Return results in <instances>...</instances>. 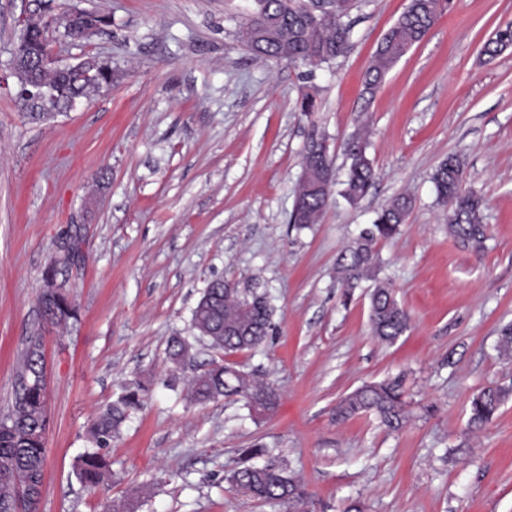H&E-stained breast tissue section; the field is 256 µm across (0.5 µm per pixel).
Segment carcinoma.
Returning a JSON list of instances; mask_svg holds the SVG:
<instances>
[{
    "instance_id": "cac0c4a2",
    "label": "carcinoma",
    "mask_w": 512,
    "mask_h": 512,
    "mask_svg": "<svg viewBox=\"0 0 512 512\" xmlns=\"http://www.w3.org/2000/svg\"><path fill=\"white\" fill-rule=\"evenodd\" d=\"M256 7L242 19L238 29L240 42L252 53L266 59L288 60L320 66L345 55L351 49L349 16L353 0L331 15H322L308 0H255ZM452 0H408V4L377 46L364 75V93L374 95L395 64L419 44L433 26L450 10ZM512 46V26L500 29L482 48L494 57ZM70 94L88 97L104 87L105 75L97 80L64 77ZM367 143L360 137L350 141L346 153L350 165L342 182L340 195L351 205L360 202L374 184V168L366 154ZM304 179L300 182L290 223L300 228L316 224L330 203L335 183L327 148L318 142L303 159ZM465 164L450 155L437 166L432 180L437 199L448 209V231L465 247L479 251L488 238L483 224L485 200L482 195L463 187ZM412 201L397 197L384 204L370 227L363 229L353 244L341 253L337 262L339 281L345 294L371 276L376 245L395 237L406 222ZM64 296L49 291L41 298L45 317L59 322L58 311ZM272 310L264 296L235 284L214 280L204 289L192 312V327L199 338L221 348L226 354L263 347L271 329ZM370 334L382 343L392 344L408 329L410 315L395 299L384 282L375 284L370 294ZM190 345L180 336L172 337L169 356L180 363ZM144 387L138 385L119 397L91 427L97 448L85 451L78 459L79 479L98 485L105 479L108 461L100 449L110 445L129 412L141 406ZM45 355L41 338L34 336L22 356L15 377L12 412L0 420V512H16L15 500L5 491L10 480L29 484L39 495L46 470L45 432ZM192 396L200 404L238 397L260 413L274 411L279 396L272 386L231 365L212 367L192 384ZM512 396V382L487 387L469 403L467 425L480 430L498 413ZM363 412L376 414L381 423L393 431L400 430L406 415L402 391L396 380L364 384L336 404V420L345 421ZM231 488L245 496L264 502L288 505L298 512L306 494L300 482L280 462L262 466L245 465L227 477Z\"/></svg>"
}]
</instances>
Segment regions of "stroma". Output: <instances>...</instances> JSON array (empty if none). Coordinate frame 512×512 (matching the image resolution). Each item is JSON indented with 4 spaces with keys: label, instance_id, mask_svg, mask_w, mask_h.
<instances>
[{
    "label": "stroma",
    "instance_id": "35a3bbf8",
    "mask_svg": "<svg viewBox=\"0 0 512 512\" xmlns=\"http://www.w3.org/2000/svg\"><path fill=\"white\" fill-rule=\"evenodd\" d=\"M45 0H0V418L30 337L46 361L47 466L36 512H288L232 491L241 451L264 446L308 494L305 512H512V398L479 434L471 397L512 381L497 349L512 323V48L483 55L512 23V0H455L372 99L363 76L408 0H356L351 51L318 67L262 61L237 39L254 0H82L108 15L55 56L108 59L115 78L75 110L33 121L15 98L12 49L22 14ZM315 112H300L303 96ZM365 132L375 170L357 205L334 196L319 223L289 224L302 160L325 142L344 177L347 141ZM466 161L481 193L482 252L448 233L433 173ZM412 210L379 242L372 277L351 297L336 261L380 207ZM79 256L63 263L64 243ZM259 277L274 309L257 350L196 341L192 311L216 278ZM411 314L393 344L369 333L374 280ZM77 318L45 319L47 290ZM193 341L174 363L171 337ZM231 364L280 395L271 415L228 399L199 404L193 377ZM399 380L407 422L337 421L362 384ZM147 389L103 453V486L82 483L90 427L134 385Z\"/></svg>",
    "mask_w": 512,
    "mask_h": 512
}]
</instances>
